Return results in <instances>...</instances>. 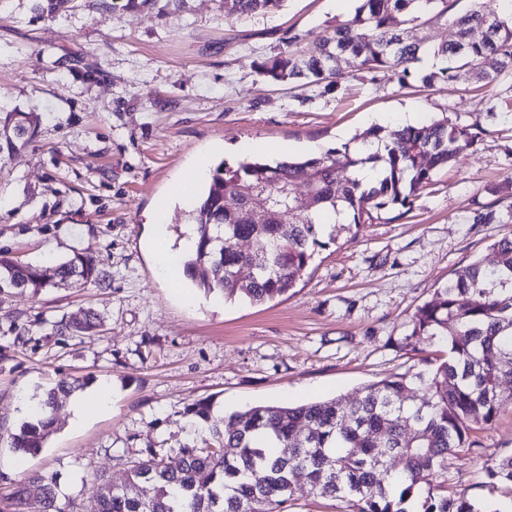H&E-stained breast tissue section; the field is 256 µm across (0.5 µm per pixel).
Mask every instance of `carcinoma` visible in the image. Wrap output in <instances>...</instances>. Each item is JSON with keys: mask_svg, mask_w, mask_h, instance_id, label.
Masks as SVG:
<instances>
[{"mask_svg": "<svg viewBox=\"0 0 512 512\" xmlns=\"http://www.w3.org/2000/svg\"><path fill=\"white\" fill-rule=\"evenodd\" d=\"M287 0H232L244 15L279 12ZM354 15L330 37L313 40L288 30V54L255 63L275 82L329 89L345 73L339 62L397 77L403 87L452 84L463 68L474 70L481 87L512 80V16L485 11L482 0H357ZM75 8V0H34V11L53 18ZM404 17L409 27L396 29ZM435 21L446 39L428 44L413 35ZM476 29L482 38H472ZM441 65L422 72L421 56ZM39 122L33 112L0 106V154L25 144ZM485 132L480 121L460 125L444 115L419 127L387 135L373 127L356 139L357 147L331 148L303 162H220L212 171L198 205L191 211L195 247L185 261L186 275L206 292L224 299L263 304L287 295L308 270L316 249L324 246L326 224H370L381 211L399 206L410 211L420 192L434 185V174L473 147ZM380 168L365 185L357 171ZM305 190L298 189L299 175ZM294 211L280 220V204ZM263 211L253 217L254 209ZM251 242L236 250L235 240ZM242 266L254 268L241 279ZM102 281L98 260L88 253L52 267L22 263L0 252V289L38 292L50 280ZM409 338L429 336L448 347V358L432 370L386 378L363 388L354 401L334 397L298 405L258 404L212 421V403L201 400L187 413L210 424L208 436L180 449L150 448L127 469L124 485L96 479L98 512H284L294 496V481L306 473L314 494L344 504V512H499L494 505L448 494L434 479L447 469L448 456L463 450L468 434L495 421L512 402V239L492 245L490 255L466 267L456 279L417 308ZM97 327L93 315L63 322L54 334L76 335ZM426 390L414 400L412 386ZM75 383L61 378L37 408L38 419L10 435L11 446L36 454L54 429L53 412ZM397 459L401 472L389 461ZM489 479L512 487V455L488 467ZM40 495L29 498L27 485ZM0 512H71L60 504L55 479L31 474L0 501Z\"/></svg>", "mask_w": 512, "mask_h": 512, "instance_id": "1", "label": "carcinoma"}]
</instances>
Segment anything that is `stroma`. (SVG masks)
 Returning <instances> with one entry per match:
<instances>
[{"label":"stroma","mask_w":512,"mask_h":512,"mask_svg":"<svg viewBox=\"0 0 512 512\" xmlns=\"http://www.w3.org/2000/svg\"><path fill=\"white\" fill-rule=\"evenodd\" d=\"M353 0H288L273 15L243 17L224 0H77L43 18L32 0H0V100L38 113L35 136L0 156V251L51 266L93 253L105 285L68 282L0 292V496L28 473L56 480L60 501L98 512L94 477L123 482L147 448L178 454L215 416L256 404L343 396L389 376L425 370L440 349L411 338V317L490 244L512 237V106L483 116L473 149L435 175L410 212L348 225L318 248L287 296L256 305L224 301L194 284L177 290L156 273L149 248L155 199L204 155L237 164L239 146H276L312 157L351 143L371 116L449 112L470 122L485 91L461 73L453 85L401 87L394 76L350 71L341 87L267 82L256 59L286 49L289 30L323 36L354 14ZM493 205L502 221L476 224ZM100 314L102 331L57 336L61 319ZM62 377L82 391L112 389L108 410L72 427L55 412L45 448L19 457L10 435ZM512 455V403L473 430L441 478L450 491L512 512V493L487 465Z\"/></svg>","instance_id":"obj_1"}]
</instances>
